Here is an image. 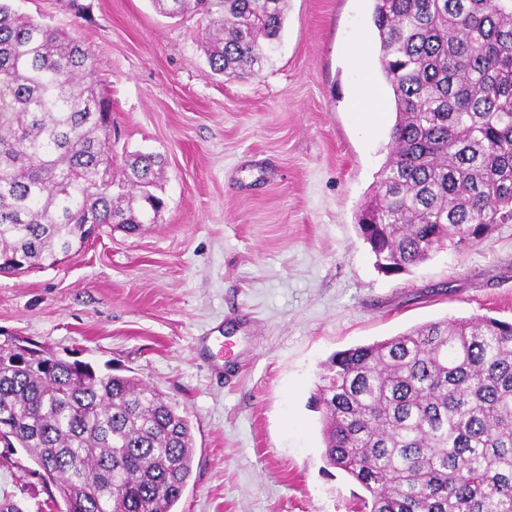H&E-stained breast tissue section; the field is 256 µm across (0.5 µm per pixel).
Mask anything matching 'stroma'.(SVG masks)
Returning <instances> with one entry per match:
<instances>
[{
  "label": "stroma",
  "mask_w": 512,
  "mask_h": 512,
  "mask_svg": "<svg viewBox=\"0 0 512 512\" xmlns=\"http://www.w3.org/2000/svg\"><path fill=\"white\" fill-rule=\"evenodd\" d=\"M81 39L112 103V156L164 160L157 223L106 225L55 266L0 275V329L153 384L194 438L177 512H361L310 408L336 351L445 318L512 320V223L386 274L357 226L390 143L372 0H288L259 75L214 74L197 15L151 0H13ZM82 13H75V6ZM368 47L367 72L349 57ZM376 85L368 119L356 95ZM24 449L0 505L62 512Z\"/></svg>",
  "instance_id": "1"
}]
</instances>
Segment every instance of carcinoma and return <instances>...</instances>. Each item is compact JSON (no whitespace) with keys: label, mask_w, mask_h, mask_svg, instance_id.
Returning <instances> with one entry per match:
<instances>
[{"label":"carcinoma","mask_w":512,"mask_h":512,"mask_svg":"<svg viewBox=\"0 0 512 512\" xmlns=\"http://www.w3.org/2000/svg\"><path fill=\"white\" fill-rule=\"evenodd\" d=\"M201 16L211 70L260 72L287 0H152ZM391 150L361 210L397 274L512 223V0H373ZM112 106L77 38L0 0V273L50 267L96 228L157 221L162 159L112 169ZM311 405L363 512H512V323L444 319L336 352ZM0 444L22 448L65 512H176L187 413L155 385L0 337Z\"/></svg>","instance_id":"1"}]
</instances>
